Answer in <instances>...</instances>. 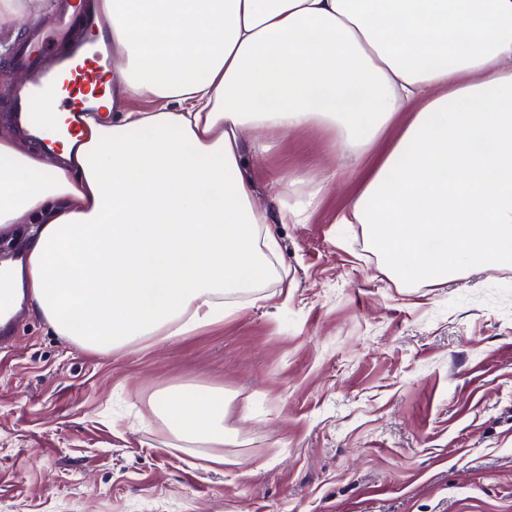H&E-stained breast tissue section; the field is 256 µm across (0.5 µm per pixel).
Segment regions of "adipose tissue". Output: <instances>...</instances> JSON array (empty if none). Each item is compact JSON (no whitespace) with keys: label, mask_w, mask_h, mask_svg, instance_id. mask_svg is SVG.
Wrapping results in <instances>:
<instances>
[{"label":"adipose tissue","mask_w":512,"mask_h":512,"mask_svg":"<svg viewBox=\"0 0 512 512\" xmlns=\"http://www.w3.org/2000/svg\"><path fill=\"white\" fill-rule=\"evenodd\" d=\"M111 121L86 117L55 163L0 135V236L27 229L0 289L57 335L109 354L224 318L272 271L269 227L303 224L334 174L271 211L244 169L274 130L336 134L364 170L340 224L364 225L395 281L512 267V0H105ZM390 143L381 138L399 114ZM153 414L224 445V394L184 388Z\"/></svg>","instance_id":"1"}]
</instances>
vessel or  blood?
Returning <instances> with one entry per match:
<instances>
[{
    "label": "vessel or blood",
    "instance_id": "vessel-or-blood-1",
    "mask_svg": "<svg viewBox=\"0 0 512 512\" xmlns=\"http://www.w3.org/2000/svg\"><path fill=\"white\" fill-rule=\"evenodd\" d=\"M79 21L90 31L103 25L88 0H61L45 25L21 35L13 48L18 73L11 86L13 120L48 153L60 149L59 140L48 137L44 127L43 115L49 109L66 113L71 136L78 134L83 117L106 110L111 48L74 35Z\"/></svg>",
    "mask_w": 512,
    "mask_h": 512
}]
</instances>
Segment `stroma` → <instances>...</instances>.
<instances>
[{"instance_id":"35a3bbf8","label":"stroma","mask_w":512,"mask_h":512,"mask_svg":"<svg viewBox=\"0 0 512 512\" xmlns=\"http://www.w3.org/2000/svg\"><path fill=\"white\" fill-rule=\"evenodd\" d=\"M267 140L258 206L294 172L340 177L273 225L277 278L223 322L99 355L32 310L0 344V512H512V267L394 281L335 221L364 172L333 134ZM180 385L223 390V448L153 416Z\"/></svg>"}]
</instances>
